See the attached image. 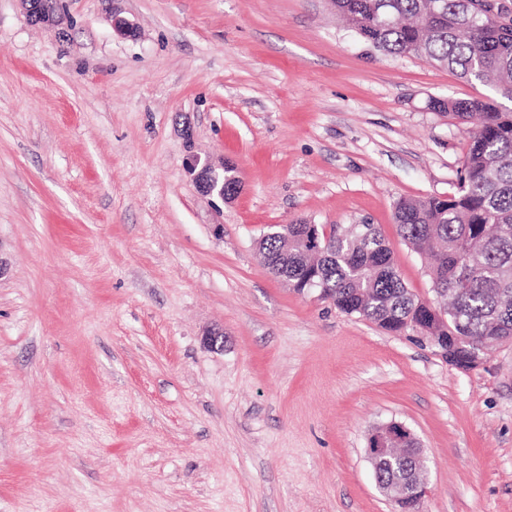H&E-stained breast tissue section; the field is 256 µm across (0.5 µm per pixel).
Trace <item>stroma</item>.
I'll return each mask as SVG.
<instances>
[{"instance_id":"1","label":"stroma","mask_w":512,"mask_h":512,"mask_svg":"<svg viewBox=\"0 0 512 512\" xmlns=\"http://www.w3.org/2000/svg\"><path fill=\"white\" fill-rule=\"evenodd\" d=\"M64 4L58 31L0 0V512H394L364 454L393 420L427 458L419 512H512V340L460 371L258 249L373 224L434 300L394 207L453 192L477 128L431 99L489 88L327 0ZM191 151L236 167L232 200ZM186 167L194 176L197 188L204 197L218 198L222 201L232 199L240 188L239 178L229 174L228 166H215L208 159L192 153L186 159Z\"/></svg>"}]
</instances>
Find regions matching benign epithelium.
I'll return each mask as SVG.
<instances>
[{"mask_svg": "<svg viewBox=\"0 0 512 512\" xmlns=\"http://www.w3.org/2000/svg\"><path fill=\"white\" fill-rule=\"evenodd\" d=\"M28 18L43 26H60L65 16L55 13L42 0H21ZM186 167L194 176L197 188L204 197L229 200L236 196L240 188L239 178L232 174L228 166H215L207 159L192 153L187 157ZM413 329L428 336V340L439 348L440 355L459 370L470 371L479 364V358L471 355L465 359L459 356L463 338L457 336L448 342L446 336L431 335L427 322L412 323ZM366 458L373 470L383 462H396L402 457L414 460L413 469L399 474L389 482H379L381 494L398 506L409 500L419 504L428 493L426 457L417 435L405 424L397 421L375 427L369 434L365 449Z\"/></svg>", "mask_w": 512, "mask_h": 512, "instance_id": "benign-epithelium-1", "label": "benign epithelium"}]
</instances>
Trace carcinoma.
Wrapping results in <instances>:
<instances>
[{
  "mask_svg": "<svg viewBox=\"0 0 512 512\" xmlns=\"http://www.w3.org/2000/svg\"><path fill=\"white\" fill-rule=\"evenodd\" d=\"M348 27L373 49L417 55L459 77L490 86L512 100V21L477 22L499 0H333ZM433 108L462 121L477 117L453 193L402 199L394 221L402 239L433 258V288L448 297L436 336H463L467 352L484 354L489 339H512V109L494 99L435 100ZM268 270L295 288L325 289L343 313L389 332L408 330L421 300L401 279L374 224L331 226L317 247L304 244L295 225L288 238L271 235L260 247Z\"/></svg>",
  "mask_w": 512,
  "mask_h": 512,
  "instance_id": "1",
  "label": "carcinoma"
}]
</instances>
